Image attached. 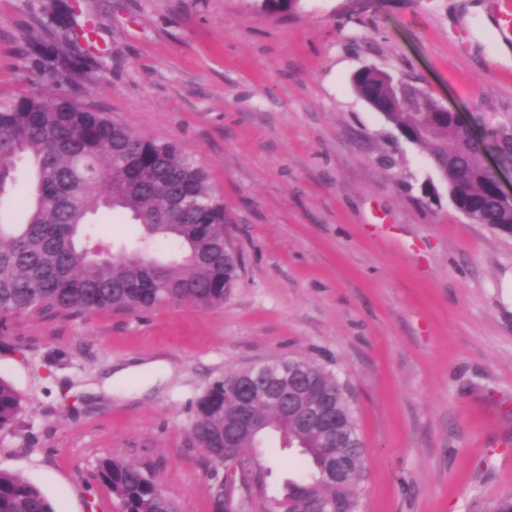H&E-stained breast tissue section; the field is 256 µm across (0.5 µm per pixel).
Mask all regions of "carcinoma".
<instances>
[{
    "mask_svg": "<svg viewBox=\"0 0 512 512\" xmlns=\"http://www.w3.org/2000/svg\"><path fill=\"white\" fill-rule=\"evenodd\" d=\"M75 6L48 0L34 17L42 33L29 39L28 55L46 76L66 89L50 94L0 93V313L55 310L139 313L165 304L190 301L206 309L224 303L238 278L239 257L224 244L230 223L224 197L209 183L207 170L178 142L138 133L82 98L80 81L98 65L88 36L75 30ZM357 93L430 155L441 179L463 199L476 204L485 223L512 225L491 193L493 175L481 148L438 111L433 94L403 78L392 86L383 71L355 77ZM31 192L21 200L25 220L5 216L20 177ZM184 189L198 208L183 217L171 209ZM123 214L138 226L134 240L118 251L98 241L97 219ZM296 367L314 372L317 387L305 394L337 409L341 443L316 427H305L284 412L278 400L257 392L251 400L254 429L239 441L241 512L265 490L267 467L258 448L264 435L279 433L300 444L303 476L290 478L283 495L265 512H302L342 497L348 512H361L365 448L358 435L347 389L332 372L303 359ZM289 361L279 360L257 373V380L288 377ZM237 373L212 383L193 401L190 434L207 461H215L224 441L225 386ZM23 410L19 394L0 378V432L14 428ZM340 447L355 458L343 485L322 475V449ZM96 479L106 485L125 512H179L159 493L141 467L124 460L99 461ZM0 512H54L51 501L26 479L0 471Z\"/></svg>",
    "mask_w": 512,
    "mask_h": 512,
    "instance_id": "obj_1",
    "label": "carcinoma"
}]
</instances>
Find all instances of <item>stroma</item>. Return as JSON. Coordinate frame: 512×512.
I'll use <instances>...</instances> for the list:
<instances>
[{"mask_svg":"<svg viewBox=\"0 0 512 512\" xmlns=\"http://www.w3.org/2000/svg\"><path fill=\"white\" fill-rule=\"evenodd\" d=\"M43 0H0V91L51 85L26 55ZM77 0L104 50L83 91L182 143L224 197L241 267L224 304L0 315L22 397L0 471L55 512H123L99 461L132 462L213 512L191 402L224 375L305 359L345 384L367 450L364 512H489L512 495V235L457 210L426 151L361 98L413 77L485 138L512 128V0ZM261 456L280 497L298 453Z\"/></svg>","mask_w":512,"mask_h":512,"instance_id":"stroma-1","label":"stroma"}]
</instances>
